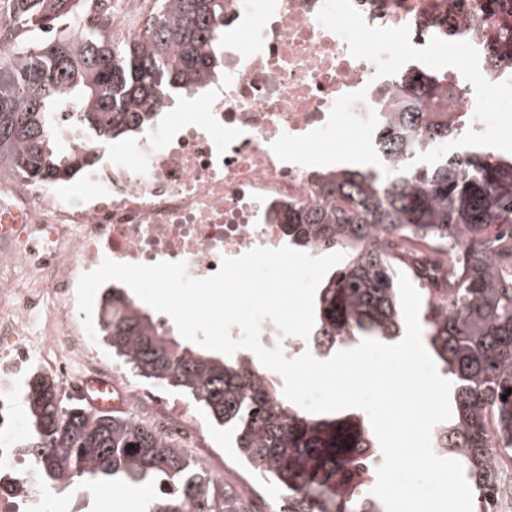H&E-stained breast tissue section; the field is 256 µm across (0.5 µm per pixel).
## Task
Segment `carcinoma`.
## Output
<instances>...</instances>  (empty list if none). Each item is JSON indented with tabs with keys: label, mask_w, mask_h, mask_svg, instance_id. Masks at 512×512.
Listing matches in <instances>:
<instances>
[{
	"label": "carcinoma",
	"mask_w": 512,
	"mask_h": 512,
	"mask_svg": "<svg viewBox=\"0 0 512 512\" xmlns=\"http://www.w3.org/2000/svg\"><path fill=\"white\" fill-rule=\"evenodd\" d=\"M76 0H17L26 36L0 46V173L31 180L69 179L92 165L56 134L66 107L99 144L152 122L147 110L191 93L206 76L224 72V0H154L138 31L112 33L65 24ZM407 108L390 115L378 147L398 168L385 176L348 170L329 183L340 203L293 217L288 236L302 251L344 253L323 278L309 338L331 352L369 338H398L403 311L398 273L404 255L438 239L460 246L464 262L454 287H418L423 338L453 382L451 418L438 427L436 451L458 460L480 499L492 492L495 452L512 453V249L501 227H512V156L489 159L472 150L461 159L400 168L433 144L459 135L446 124L425 125L421 104L433 86L425 76ZM103 334L112 352L140 375L189 392L211 419L229 430L236 456L283 492L272 512H384L365 493L371 476L360 458L378 447L359 411L329 416L287 401L260 361L220 358L186 345L150 313L112 291ZM31 439L24 444L44 483L63 490L77 481L155 485L148 512H251L248 500L211 479L174 438L124 414L64 404L57 386L37 377L27 394Z\"/></svg>",
	"instance_id": "cac0c4a2"
}]
</instances>
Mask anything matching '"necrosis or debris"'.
<instances>
[{
	"mask_svg": "<svg viewBox=\"0 0 512 512\" xmlns=\"http://www.w3.org/2000/svg\"><path fill=\"white\" fill-rule=\"evenodd\" d=\"M368 25L408 27L414 46L432 37L465 41L490 82L512 79V0H351ZM324 0H224V77L204 81L202 99L164 111L135 139L100 155L74 179L0 176V512H25L44 497L24 450L10 436L18 382L46 371L64 395L92 377L113 378L89 349L77 304L83 273L109 259L182 261L204 279L255 248L286 246L287 214L327 202L337 165L281 161L283 134L323 126L343 94L366 90L355 113L386 122L403 100L397 76L376 77L373 62L318 19ZM150 0H88L78 17L113 35L136 32ZM407 71L426 65L410 62ZM431 72V71H428ZM428 122L480 132L476 95L455 68L431 72ZM204 104L205 120L193 116Z\"/></svg>",
	"mask_w": 512,
	"mask_h": 512,
	"instance_id": "1",
	"label": "necrosis or debris"
}]
</instances>
